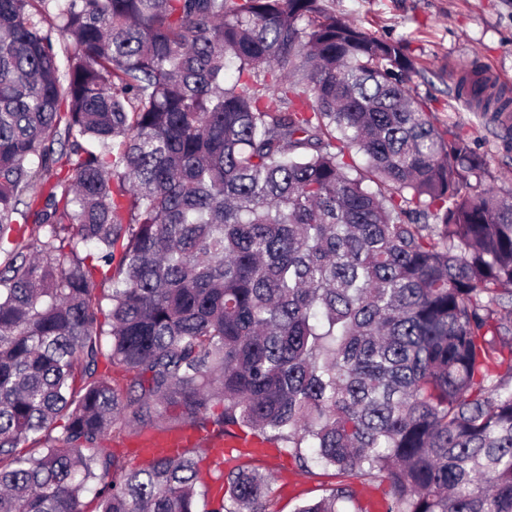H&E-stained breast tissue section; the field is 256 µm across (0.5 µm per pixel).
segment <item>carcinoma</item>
<instances>
[{
	"instance_id": "obj_1",
	"label": "carcinoma",
	"mask_w": 512,
	"mask_h": 512,
	"mask_svg": "<svg viewBox=\"0 0 512 512\" xmlns=\"http://www.w3.org/2000/svg\"><path fill=\"white\" fill-rule=\"evenodd\" d=\"M416 68L324 0H0V512H271L105 450L161 417L332 472L297 512H512V190Z\"/></svg>"
}]
</instances>
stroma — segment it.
Masks as SVG:
<instances>
[{
	"label": "stroma",
	"mask_w": 512,
	"mask_h": 512,
	"mask_svg": "<svg viewBox=\"0 0 512 512\" xmlns=\"http://www.w3.org/2000/svg\"><path fill=\"white\" fill-rule=\"evenodd\" d=\"M331 12L388 40L409 43L418 60L414 92L428 100L438 124L458 125L484 154L494 186L512 189V125L472 111L459 101L455 82L471 67L493 71L512 88V0H325ZM259 465L269 477L275 512H295L325 495L332 480L301 473L285 454Z\"/></svg>",
	"instance_id": "stroma-1"
}]
</instances>
